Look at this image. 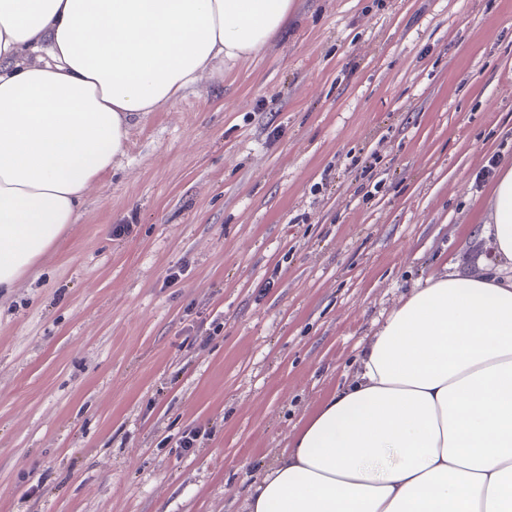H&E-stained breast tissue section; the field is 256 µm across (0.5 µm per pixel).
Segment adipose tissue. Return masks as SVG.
<instances>
[{"mask_svg": "<svg viewBox=\"0 0 512 512\" xmlns=\"http://www.w3.org/2000/svg\"><path fill=\"white\" fill-rule=\"evenodd\" d=\"M294 0H0V288L60 241L135 118L247 57ZM486 272L432 275L361 348L248 512H512V164Z\"/></svg>", "mask_w": 512, "mask_h": 512, "instance_id": "1", "label": "adipose tissue"}]
</instances>
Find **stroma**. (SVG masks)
Listing matches in <instances>:
<instances>
[{
  "label": "stroma",
  "instance_id": "35a3bbf8",
  "mask_svg": "<svg viewBox=\"0 0 512 512\" xmlns=\"http://www.w3.org/2000/svg\"><path fill=\"white\" fill-rule=\"evenodd\" d=\"M511 160L512 0H295L0 291V512H247Z\"/></svg>",
  "mask_w": 512,
  "mask_h": 512
}]
</instances>
